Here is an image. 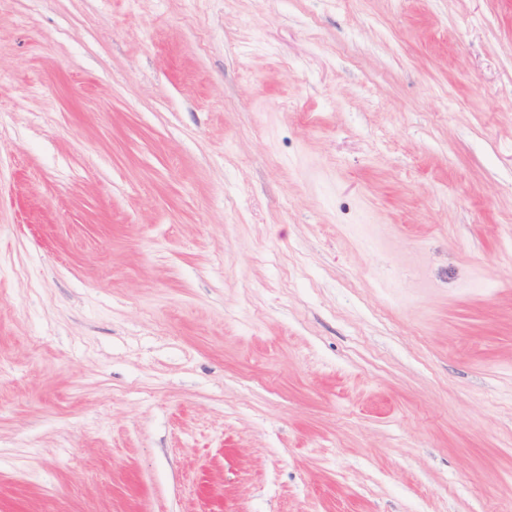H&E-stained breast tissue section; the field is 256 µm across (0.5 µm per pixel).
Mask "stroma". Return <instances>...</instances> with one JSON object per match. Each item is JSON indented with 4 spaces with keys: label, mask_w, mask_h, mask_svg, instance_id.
I'll return each instance as SVG.
<instances>
[{
    "label": "stroma",
    "mask_w": 512,
    "mask_h": 512,
    "mask_svg": "<svg viewBox=\"0 0 512 512\" xmlns=\"http://www.w3.org/2000/svg\"><path fill=\"white\" fill-rule=\"evenodd\" d=\"M0 512H512V0H0Z\"/></svg>",
    "instance_id": "stroma-1"
}]
</instances>
